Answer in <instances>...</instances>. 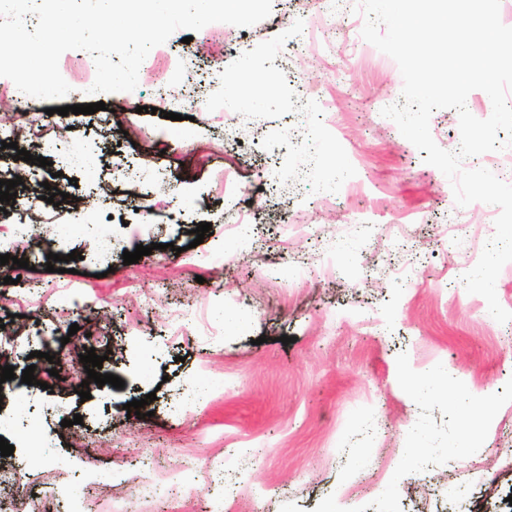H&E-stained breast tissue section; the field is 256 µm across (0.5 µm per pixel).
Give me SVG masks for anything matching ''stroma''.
<instances>
[{"instance_id":"35a3bbf8","label":"stroma","mask_w":512,"mask_h":512,"mask_svg":"<svg viewBox=\"0 0 512 512\" xmlns=\"http://www.w3.org/2000/svg\"><path fill=\"white\" fill-rule=\"evenodd\" d=\"M356 4L272 0L250 27L177 30L149 52L133 91L103 95V110L58 115L88 103L77 85L66 100L37 101L21 147L49 167L0 149V179L25 183L0 211V239L18 207L35 214L23 242L33 269L0 300L10 330L0 367L41 372L46 354L61 357L45 386L16 378L0 392V412L32 400L38 420L7 432L15 450L0 465L54 512L76 498L90 512L120 500L128 512H208L218 497L224 512H351L360 498L371 512H512V322L489 319L466 291L465 248L444 233L465 222L488 241L490 206H457L449 179L382 116L403 79L360 37ZM242 57L253 63L245 77ZM234 77L270 97L239 138L225 99ZM49 122L65 137L52 140ZM78 151L97 158L96 180L69 166ZM50 188L85 203L86 225L69 204L46 203ZM239 210L244 236L224 221ZM204 222L211 233L194 244ZM101 229L116 242L108 266L95 252ZM139 245L152 254L124 264ZM74 251L69 272H47L48 254ZM176 309L208 321L171 335ZM89 349L124 388L81 400L72 371ZM442 366L453 394L424 396ZM206 379L208 397L190 396ZM149 393L151 417L128 416L126 403ZM419 437L426 448L406 456ZM42 441L52 480L30 463ZM182 460L198 496L126 497L143 468ZM485 469L496 480L474 483Z\"/></svg>"}]
</instances>
